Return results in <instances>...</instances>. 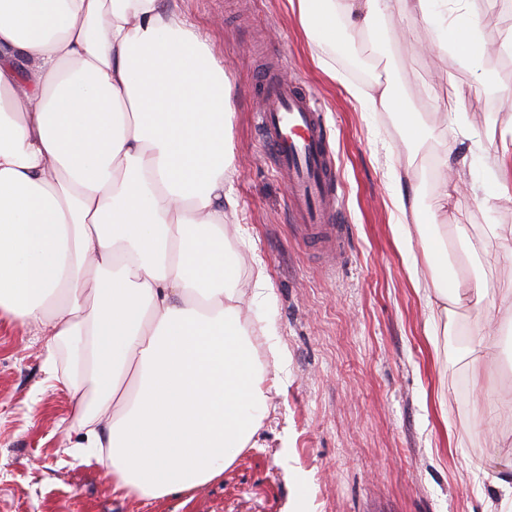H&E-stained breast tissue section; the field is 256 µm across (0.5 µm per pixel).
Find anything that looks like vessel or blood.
Instances as JSON below:
<instances>
[{
  "label": "vessel or blood",
  "mask_w": 512,
  "mask_h": 512,
  "mask_svg": "<svg viewBox=\"0 0 512 512\" xmlns=\"http://www.w3.org/2000/svg\"><path fill=\"white\" fill-rule=\"evenodd\" d=\"M251 89L262 102L253 116L262 153L288 180L293 231L329 261L340 259L348 226L337 205L338 171L319 102L271 68L254 71Z\"/></svg>",
  "instance_id": "b4317fda"
}]
</instances>
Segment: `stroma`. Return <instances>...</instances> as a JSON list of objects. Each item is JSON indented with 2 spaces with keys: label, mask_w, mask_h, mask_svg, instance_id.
Instances as JSON below:
<instances>
[{
  "label": "stroma",
  "mask_w": 512,
  "mask_h": 512,
  "mask_svg": "<svg viewBox=\"0 0 512 512\" xmlns=\"http://www.w3.org/2000/svg\"><path fill=\"white\" fill-rule=\"evenodd\" d=\"M199 26L232 88L235 170L224 189L237 202L226 220L251 242L229 238L228 255L256 253L272 286L271 336L252 331L254 356L270 391L257 438L224 475L150 503L112 496L97 463L66 453L77 438L76 398L47 380L44 337L0 316V512H500L493 477L512 474L500 452L512 441V413L488 417L489 396L512 393V254L492 241L467 243L490 225H512V203L490 196L493 157L512 123V105L482 82L512 87V54L472 68L436 48V30L395 11L384 46L359 39L333 48L307 39L289 0H175ZM478 13L482 35H512V0H450L449 17ZM276 58L288 79L320 102L346 214V252L335 267L303 247L288 218L287 181L265 161L252 125L256 66ZM423 116L435 134L406 140L395 113L371 106L382 88ZM447 160L467 188L431 215L428 160ZM412 166L413 183L395 173ZM412 198L420 221H435L452 267L489 290L479 312L456 305L447 326L429 322L431 240L404 242L394 201ZM496 337L484 377L463 358L469 340ZM278 353H271L270 342Z\"/></svg>",
  "instance_id": "obj_1"
}]
</instances>
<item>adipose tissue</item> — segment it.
<instances>
[{"mask_svg":"<svg viewBox=\"0 0 512 512\" xmlns=\"http://www.w3.org/2000/svg\"><path fill=\"white\" fill-rule=\"evenodd\" d=\"M307 37L383 42L390 0H289ZM231 85L168 0H0V311L37 323L50 380L90 387L73 459L152 501L256 447L268 394L224 254ZM436 301L487 293L430 252Z\"/></svg>","mask_w":512,"mask_h":512,"instance_id":"1","label":"adipose tissue"}]
</instances>
